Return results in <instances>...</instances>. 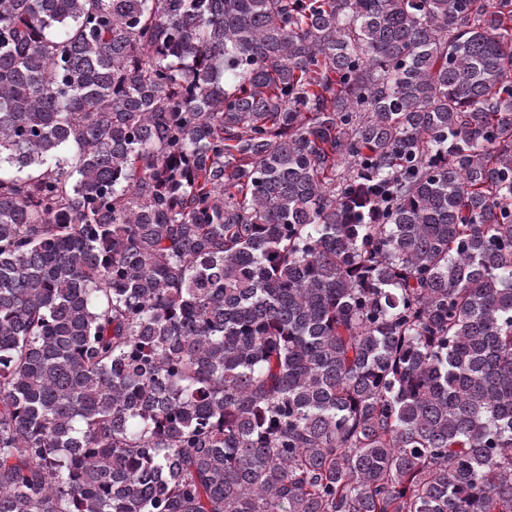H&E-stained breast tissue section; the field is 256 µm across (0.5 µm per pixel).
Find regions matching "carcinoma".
<instances>
[{
    "instance_id": "obj_1",
    "label": "carcinoma",
    "mask_w": 512,
    "mask_h": 512,
    "mask_svg": "<svg viewBox=\"0 0 512 512\" xmlns=\"http://www.w3.org/2000/svg\"><path fill=\"white\" fill-rule=\"evenodd\" d=\"M0 512H512V0H0Z\"/></svg>"
}]
</instances>
